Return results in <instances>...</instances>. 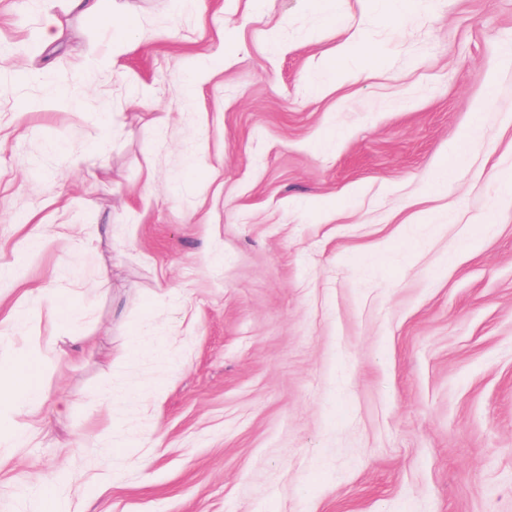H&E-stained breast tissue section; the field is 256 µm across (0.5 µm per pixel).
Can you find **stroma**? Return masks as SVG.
Masks as SVG:
<instances>
[{
    "label": "stroma",
    "instance_id": "1",
    "mask_svg": "<svg viewBox=\"0 0 512 512\" xmlns=\"http://www.w3.org/2000/svg\"><path fill=\"white\" fill-rule=\"evenodd\" d=\"M411 2L112 0L79 86L111 29L0 0V372L44 397L0 512L64 470L68 512H512V0Z\"/></svg>",
    "mask_w": 512,
    "mask_h": 512
}]
</instances>
